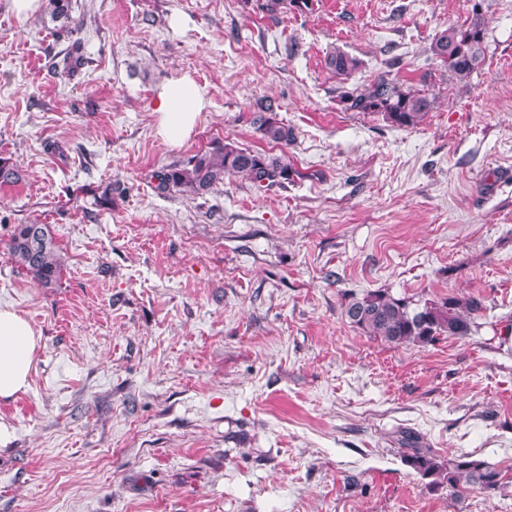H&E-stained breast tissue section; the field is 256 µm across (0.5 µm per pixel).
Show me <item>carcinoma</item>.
<instances>
[{"mask_svg": "<svg viewBox=\"0 0 512 512\" xmlns=\"http://www.w3.org/2000/svg\"><path fill=\"white\" fill-rule=\"evenodd\" d=\"M309 0H265L261 7L275 13L288 7H306ZM486 26L479 10L459 25L438 32L430 45L432 56L460 79L477 71L485 58ZM326 66L336 76L348 79L360 66L356 57L341 51L329 55ZM341 102L360 112H381L401 128L420 125L433 109L435 98L422 90L405 89L386 75L354 94L345 92ZM273 104L257 118V130L267 142L286 147L292 130L271 116ZM294 174L288 157L239 148L231 143L211 152L193 156L187 164L153 175L155 189L164 195L172 191L203 195L224 183V178L241 175L252 185L271 189L288 182ZM17 270L50 288L61 272V260L54 235L47 224H18L5 243ZM483 310L475 296H449L440 301L414 304L387 291L374 290L360 297L350 296L344 306L349 323L365 336L392 347L406 344L430 345L442 336L465 338L478 330L477 313ZM407 463L435 489H448L462 497L479 489L496 492L506 486V474L489 463L467 454L448 460L443 466L429 450L414 448Z\"/></svg>", "mask_w": 512, "mask_h": 512, "instance_id": "1", "label": "carcinoma"}]
</instances>
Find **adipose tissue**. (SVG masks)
<instances>
[{"label":"adipose tissue","instance_id":"1","mask_svg":"<svg viewBox=\"0 0 512 512\" xmlns=\"http://www.w3.org/2000/svg\"><path fill=\"white\" fill-rule=\"evenodd\" d=\"M205 105V92L193 79H169L156 95L158 134L170 145H181L194 130ZM39 342V333L26 318L0 307V399L12 398L28 388Z\"/></svg>","mask_w":512,"mask_h":512}]
</instances>
